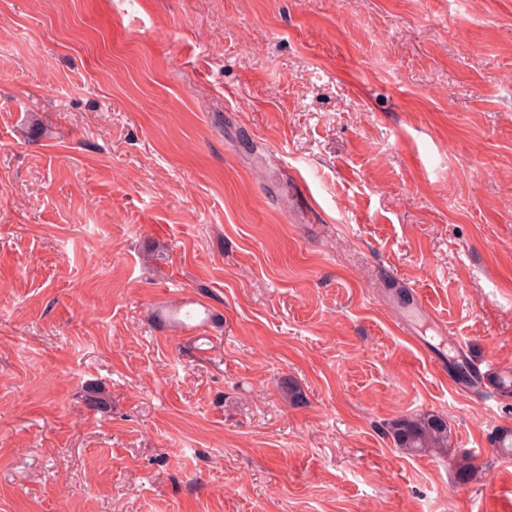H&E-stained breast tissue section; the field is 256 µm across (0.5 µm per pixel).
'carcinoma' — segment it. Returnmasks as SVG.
<instances>
[{
	"mask_svg": "<svg viewBox=\"0 0 512 512\" xmlns=\"http://www.w3.org/2000/svg\"><path fill=\"white\" fill-rule=\"evenodd\" d=\"M394 445L409 454L442 456L451 448V432L448 421L435 412L398 416L387 430ZM477 469L475 457L463 454L456 459L455 475L460 484L469 483Z\"/></svg>",
	"mask_w": 512,
	"mask_h": 512,
	"instance_id": "obj_1",
	"label": "carcinoma"
}]
</instances>
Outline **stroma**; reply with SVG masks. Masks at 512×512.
I'll list each match as a JSON object with an SVG mask.
<instances>
[{
    "label": "stroma",
    "instance_id": "stroma-1",
    "mask_svg": "<svg viewBox=\"0 0 512 512\" xmlns=\"http://www.w3.org/2000/svg\"><path fill=\"white\" fill-rule=\"evenodd\" d=\"M462 350L512 372V0H0V512H512ZM387 433L397 448L409 454L442 456L451 448L448 421L435 412L398 416Z\"/></svg>",
    "mask_w": 512,
    "mask_h": 512
}]
</instances>
